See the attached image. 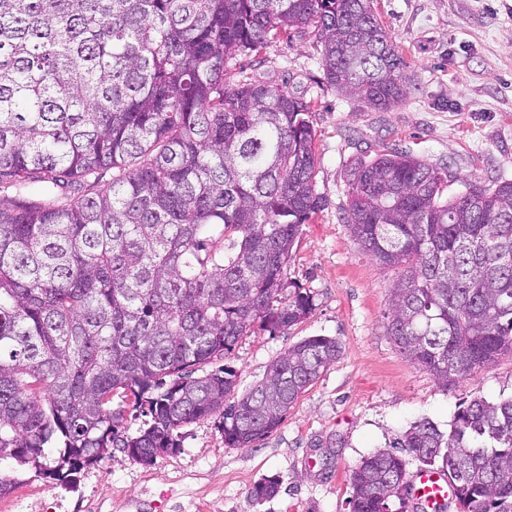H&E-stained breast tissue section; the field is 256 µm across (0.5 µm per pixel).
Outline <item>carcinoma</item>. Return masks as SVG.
I'll return each instance as SVG.
<instances>
[{"label":"carcinoma","instance_id":"carcinoma-1","mask_svg":"<svg viewBox=\"0 0 512 512\" xmlns=\"http://www.w3.org/2000/svg\"><path fill=\"white\" fill-rule=\"evenodd\" d=\"M372 3L0 0V189L15 192L0 204V461L56 477L121 448L151 464L216 414L245 448L336 362L339 341L304 338L230 400L221 361L239 339L313 309L298 286L282 295L323 199L310 102L228 69L312 34L327 82L387 111L408 63ZM348 196L355 239L399 270L384 318L409 361L446 388L512 356L511 180L450 196L425 160L389 151L356 163ZM129 408L146 417L133 435ZM399 448L449 476L459 512H512V397L464 401L448 431L423 419L363 457L351 512H406Z\"/></svg>","mask_w":512,"mask_h":512}]
</instances>
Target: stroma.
Returning a JSON list of instances; mask_svg holds the SVG:
<instances>
[{
  "label": "stroma",
  "instance_id": "obj_1",
  "mask_svg": "<svg viewBox=\"0 0 512 512\" xmlns=\"http://www.w3.org/2000/svg\"><path fill=\"white\" fill-rule=\"evenodd\" d=\"M401 47L411 81L404 101L373 110L336 91L323 75L314 37H277L233 61L232 80L250 78L311 100L315 190L325 205L305 224L288 264L290 282L314 309L291 329L239 340L230 359L238 389L266 377L274 359L309 336H328L340 357L298 398L282 424L245 448L224 443L213 416L178 429L176 451L145 465L122 449L55 480L13 462L0 474L20 482L0 512H350L349 473L416 421L448 430L461 402L512 396V357L442 388L400 353L383 327L387 288L397 276L355 240L346 222L352 164L380 151L425 159L449 178L512 181V0H374ZM264 479L277 494L258 502Z\"/></svg>",
  "mask_w": 512,
  "mask_h": 512
}]
</instances>
